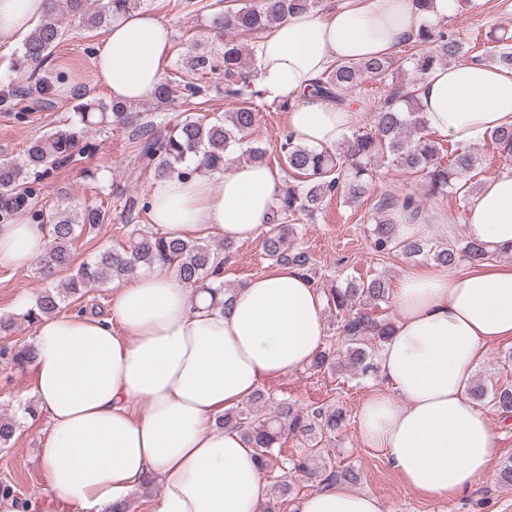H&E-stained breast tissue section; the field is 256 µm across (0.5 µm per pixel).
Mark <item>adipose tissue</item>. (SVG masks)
Returning a JSON list of instances; mask_svg holds the SVG:
<instances>
[{"instance_id":"obj_1","label":"adipose tissue","mask_w":512,"mask_h":512,"mask_svg":"<svg viewBox=\"0 0 512 512\" xmlns=\"http://www.w3.org/2000/svg\"><path fill=\"white\" fill-rule=\"evenodd\" d=\"M47 0H0V36L18 39ZM459 0H347L327 14L277 22L257 45L253 81L289 99L288 132L318 149L349 137L356 108L315 95L335 61L389 57L423 21L446 23ZM171 31L136 11L103 37L95 77L122 102L151 98L163 78ZM417 96L427 128L473 145L512 126V71L464 61L431 70ZM279 171L228 161L223 172L154 182L149 219L169 236L209 230L233 241L260 236L282 195ZM466 234L512 254V170L488 177L468 207ZM46 229L26 217L0 224V265L26 268ZM112 315L61 314L35 328L30 391L51 431L43 450L49 491L41 512H104L145 481L161 491L150 512H263L267 480L255 448L218 425L263 384L302 370L326 338V297L313 280L278 266L236 288L226 309L176 274L142 272L112 285ZM397 320L377 356L384 382L365 402L358 431L404 483L439 496L483 480L500 433L470 394L488 349L512 339V266L409 273L394 289ZM300 512H382L372 494L321 484Z\"/></svg>"}]
</instances>
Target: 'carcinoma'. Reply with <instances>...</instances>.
I'll use <instances>...</instances> for the list:
<instances>
[{
  "mask_svg": "<svg viewBox=\"0 0 512 512\" xmlns=\"http://www.w3.org/2000/svg\"><path fill=\"white\" fill-rule=\"evenodd\" d=\"M319 0H176L172 8L205 13L207 24L216 34L227 32L229 39L217 51L189 50L182 65L165 74L156 87L152 100L155 108L168 106L180 97L202 105L211 91L203 82L209 74L224 75V96L233 107L222 116L188 114L165 131L155 130L150 115L132 104L81 102L75 105V119L55 131L33 139L20 161H0V223L18 213H27L36 224L49 226V243L37 261V270L50 286L15 316L0 317V334H9L19 321L30 325L45 316L59 314L84 295V289L112 280H123L142 271H172L195 290L212 297L224 295L230 300L232 289L215 282L214 274L224 269L233 242L211 244L202 238H172L156 228H134L127 241L117 247L99 251L66 279L58 275L71 265L73 247L84 228L106 223L111 211L104 202L70 205L48 211L35 210L32 199L36 184L72 161L76 151L85 152L93 145L83 142L88 128L95 125H118L135 132V157L153 178L173 175L188 178L194 174H211L224 170L226 153L234 146L249 162H265L266 152L250 145L252 130L264 107L262 94L247 83L249 69L247 42L258 43L274 24L296 11L314 9ZM144 0H103L91 10L87 0H48V7L36 28L25 39L21 61L39 69L66 36L61 16L79 14L84 30L108 27L112 21L142 8ZM416 52L410 60L424 79L436 66L459 61L471 51L460 33L440 24H426L416 38ZM475 62H490L512 69V36L496 38L493 50ZM397 61L371 58L359 62H336L315 82V92L346 103L347 96L364 83L372 82L390 88L372 115L370 129L351 132L346 143L332 150L318 151L293 141L285 135L280 144L288 175L299 185L283 190L271 222L263 230L264 253L273 265H288L311 275L310 255L292 246L296 224L310 220L322 209L324 198L333 192L344 202L359 207L370 198L373 169L377 159L384 158L392 166L420 178L432 196L466 198L473 189L479 159L468 147L451 146L448 164L441 163L443 146L427 129L424 114L417 106L416 85H397L394 75ZM487 138L499 153L512 157V128L496 129ZM373 224L374 250L381 254L395 252L411 259L420 258L441 268H452L461 262L481 265L489 255L479 243L466 240L403 236L402 224H423L422 207L407 196L386 194L364 212ZM327 306L336 311V334L314 357L309 369L315 373L332 372L341 363L354 371L366 372L372 357L393 332L389 318L362 311L359 306L377 307L389 299L387 282L380 278L350 280L343 286L325 290ZM34 358V348L27 343L0 349V361L16 367L27 366ZM472 396L488 401L505 415L512 414V389L489 390L475 384ZM345 415L333 406L301 408L288 397L268 391H257L242 405L224 412L218 424L239 431L256 449L264 472L273 479L270 487L276 504L293 500L295 487L287 474L317 471L325 483H353L357 473L350 465H340L325 455ZM300 436L305 451L289 454L283 451L284 437Z\"/></svg>",
  "mask_w": 512,
  "mask_h": 512,
  "instance_id": "cac0c4a2",
  "label": "carcinoma"
}]
</instances>
